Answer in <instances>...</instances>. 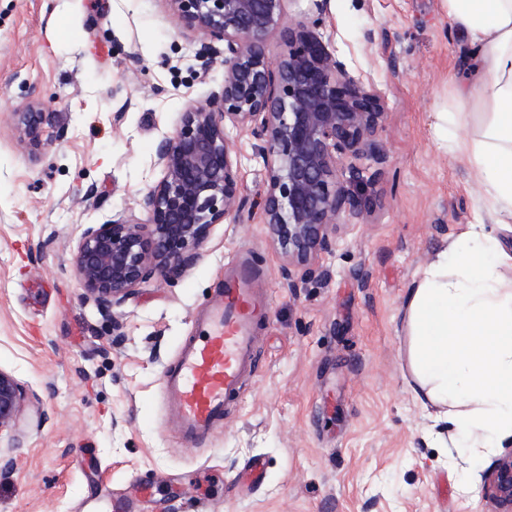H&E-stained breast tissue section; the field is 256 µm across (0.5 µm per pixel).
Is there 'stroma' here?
Returning <instances> with one entry per match:
<instances>
[{"mask_svg":"<svg viewBox=\"0 0 512 512\" xmlns=\"http://www.w3.org/2000/svg\"><path fill=\"white\" fill-rule=\"evenodd\" d=\"M287 23L319 31L372 84L388 154L321 253L328 278L291 288L260 205L264 163L227 127L239 167L237 220L212 225L194 263L156 276L103 317L85 299L75 253L84 225L144 221L162 176L157 145L181 112L219 92L167 0H0V369L27 394L0 460V512H484L483 475L502 455L436 447L451 437L410 389L401 307L418 271L473 223L478 194L440 145L433 115L472 60L442 0H285ZM45 112L30 151L15 122ZM251 250L267 273L265 366L203 445L166 424L161 384L196 317ZM264 480L241 487L247 462Z\"/></svg>","mask_w":512,"mask_h":512,"instance_id":"1","label":"stroma"}]
</instances>
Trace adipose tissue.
Segmentation results:
<instances>
[{
    "label": "adipose tissue",
    "mask_w": 512,
    "mask_h": 512,
    "mask_svg": "<svg viewBox=\"0 0 512 512\" xmlns=\"http://www.w3.org/2000/svg\"><path fill=\"white\" fill-rule=\"evenodd\" d=\"M443 3L478 63L436 130L479 188L477 218L414 280L402 323L415 398L476 451L512 437V252L484 229L512 220V0Z\"/></svg>",
    "instance_id": "obj_1"
}]
</instances>
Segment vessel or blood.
<instances>
[{
	"label": "vessel or blood",
	"mask_w": 512,
	"mask_h": 512,
	"mask_svg": "<svg viewBox=\"0 0 512 512\" xmlns=\"http://www.w3.org/2000/svg\"><path fill=\"white\" fill-rule=\"evenodd\" d=\"M260 280L246 257L227 265L222 290L198 317L199 335L163 375L168 416L186 441L208 439L261 367L257 330L270 302Z\"/></svg>",
	"instance_id": "1"
}]
</instances>
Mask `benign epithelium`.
<instances>
[{"label":"benign epithelium","mask_w":512,"mask_h":512,"mask_svg":"<svg viewBox=\"0 0 512 512\" xmlns=\"http://www.w3.org/2000/svg\"><path fill=\"white\" fill-rule=\"evenodd\" d=\"M200 37L198 57L224 55V83L209 103L181 113L156 152L162 178L143 199L146 222L89 224L79 237L76 269L86 299L104 317L156 275L183 270L213 224L240 207L226 123L259 140L267 171L262 210L272 238L288 257V287L329 276L318 255L331 250V230L344 217L372 211L373 200L351 186L380 169L343 162L386 163L378 140L384 112L378 96L353 78L316 32L317 24H283L285 0H170ZM277 31L288 47L274 59L264 40ZM29 148L42 145L44 112L32 101L15 113ZM25 394L0 369V438L18 423ZM487 512H512V448L497 458L483 485Z\"/></svg>","instance_id":"7a95c632"}]
</instances>
